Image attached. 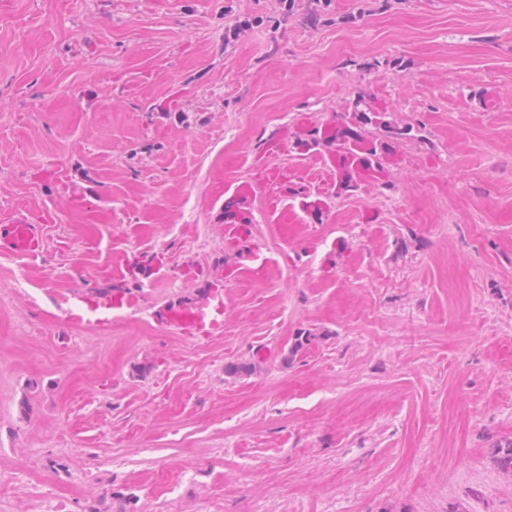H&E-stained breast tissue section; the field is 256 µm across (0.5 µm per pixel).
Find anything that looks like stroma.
Here are the masks:
<instances>
[{
  "mask_svg": "<svg viewBox=\"0 0 512 512\" xmlns=\"http://www.w3.org/2000/svg\"><path fill=\"white\" fill-rule=\"evenodd\" d=\"M291 3L0 0V512H512V0ZM366 104L363 97L352 116L336 118L330 130L314 129L301 140L306 152L336 157L339 196L353 192L361 175L379 171L396 144L410 135L409 129L393 123L387 113L371 112Z\"/></svg>",
  "mask_w": 512,
  "mask_h": 512,
  "instance_id": "stroma-1",
  "label": "stroma"
}]
</instances>
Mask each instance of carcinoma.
Listing matches in <instances>:
<instances>
[{
	"instance_id": "obj_1",
	"label": "carcinoma",
	"mask_w": 512,
	"mask_h": 512,
	"mask_svg": "<svg viewBox=\"0 0 512 512\" xmlns=\"http://www.w3.org/2000/svg\"><path fill=\"white\" fill-rule=\"evenodd\" d=\"M410 135L389 119L385 112H372L361 99L350 117H339L328 130L309 132L300 147L336 158V194H349L361 175L377 172L396 144Z\"/></svg>"
}]
</instances>
